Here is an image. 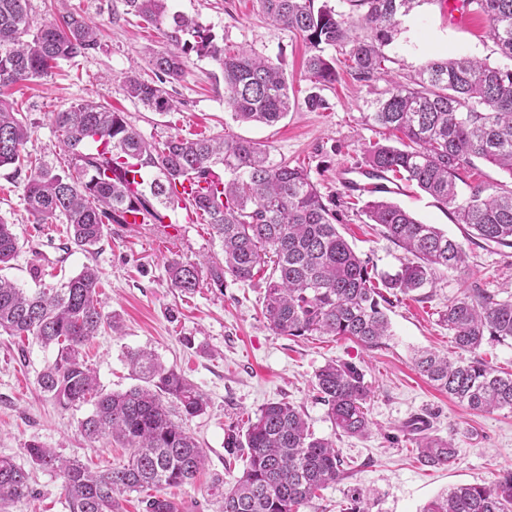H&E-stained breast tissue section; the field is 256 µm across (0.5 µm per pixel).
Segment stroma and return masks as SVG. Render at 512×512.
I'll return each instance as SVG.
<instances>
[{
	"label": "stroma",
	"mask_w": 512,
	"mask_h": 512,
	"mask_svg": "<svg viewBox=\"0 0 512 512\" xmlns=\"http://www.w3.org/2000/svg\"><path fill=\"white\" fill-rule=\"evenodd\" d=\"M69 5L96 23L101 46L77 63H61L47 77L12 87L15 108L34 131L26 145L31 159L58 166L64 155L52 115L82 99L124 113L150 141L171 135L252 139L266 146L273 162L303 167L335 210L339 232L385 270L396 266L400 250L350 205L340 175L344 167L360 166L365 145L383 138L381 129L366 124L365 114L373 111L388 81L402 80L429 55L473 56L500 67L512 63L487 38L485 17L474 14L457 24L440 0H430L404 20L386 46L391 59L387 80L359 82L343 72L335 84L323 87L305 70L303 40L270 24L256 0H169L171 11L210 26L226 50L283 57L299 105L273 125L235 122L224 109L222 70L210 58L193 55L183 79L169 88L179 103L177 111L158 114L123 91L127 73L154 80L150 60L163 48L158 31L125 13L119 0H70ZM315 94L325 105L312 110L305 99ZM23 186V173L11 165L0 167V216L15 224L22 244L11 268L0 274L23 288H57L84 264L95 265L103 283L104 311L120 324L119 334L103 332L85 348L103 389L123 391L135 385L125 354L144 349L182 373L205 397V411L189 420L187 428L203 448L206 465L192 483L165 492L184 512H219L218 487L232 483L243 470L239 463L225 467L224 435L245 426L248 417L272 402L296 406L316 436L334 442L344 463L343 479L322 490L303 512H345L357 489L366 493L370 512H421L444 490L487 484L512 469V412L470 411L435 388L413 364L421 349L460 358L441 319L448 301L475 287L501 290L512 275V248L466 243L462 272L441 277L427 299L403 297L388 313L391 336L381 347L367 349L331 336L276 334L262 315L264 287L258 282L228 278L223 287L206 286L193 294L173 288L166 273L172 257L198 258L220 250L209 224L193 212L169 211L165 231L151 224H111L92 253L70 252L64 224L31 222ZM390 198L423 223L463 241V229L416 185L399 182ZM53 357V350L35 340L0 335V456L26 464L24 450L34 440L95 470L125 459L126 449L112 439L91 442L81 434L80 423L91 405L63 410L41 392L37 377ZM332 359L355 363L365 373L370 430L363 436L339 434L312 389L316 372ZM419 416L426 417L431 434L453 438L458 450L454 467L419 461L412 428ZM59 485L54 474L33 470V493L15 503L12 512H67Z\"/></svg>",
	"instance_id": "stroma-1"
}]
</instances>
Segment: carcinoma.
<instances>
[{"mask_svg":"<svg viewBox=\"0 0 512 512\" xmlns=\"http://www.w3.org/2000/svg\"><path fill=\"white\" fill-rule=\"evenodd\" d=\"M162 35L164 49L151 65L157 80L127 75L128 98L160 114L176 108L165 87L181 81L190 53L211 58L224 73V105L232 119L272 125L296 107L283 60L256 53H227L212 29L187 15L170 12L167 0H120ZM348 14L315 0H258L275 25L299 35L308 47L306 71L321 85L336 83V60L328 49L349 47V68L360 82L386 73L384 47L398 32L400 17L431 0H346ZM469 11L489 22V36L512 60V0H465ZM358 13L352 19V13ZM98 47L92 20L78 11L31 28L28 0H0V166L26 168L23 199L36 224L61 220L69 244L88 252L107 225L123 223L137 209L148 224H162L165 211L183 206L203 217L218 238L222 257L171 259L173 287L193 294L203 285L224 287V278L264 284L263 315L282 336H334L377 348L390 336L386 310L401 296L433 287L440 275L465 266L462 244L401 205L380 197L364 202L367 219L402 250L398 266L379 272L338 231L335 214L304 168L275 164L265 145L221 136L163 142L145 139L124 113L82 100L53 116L67 159L60 170L35 165L25 153L32 126L15 112L6 89L48 76ZM373 127L397 134L398 145L371 143L363 149L364 169L405 180L451 209L454 223L475 244L512 248V188L493 192L463 174L484 160L512 176V68L476 59L432 57L406 82H391L366 114ZM155 172L130 189L123 168ZM224 168L216 178L214 168ZM206 182L209 193L178 191L184 181ZM21 250L14 224L0 216V267ZM100 274L82 270L59 288L31 292L0 277V333L31 336L53 347V362L38 385L63 410L83 404L92 412L81 432L96 440L110 436L129 449L128 459L94 471L33 442L25 455L35 468L55 474L68 512H121L120 496L144 490L143 512H180L162 491L192 482L205 453L184 427L201 414L203 394L177 371L143 349L126 353L140 381L123 392H105L83 349L101 329L119 328L103 312ZM456 348L472 354L452 361L420 350L414 363L448 397L479 412L512 411V374H501L475 356L485 339L512 340V295L499 298L475 288L448 300L442 315ZM316 388L339 433L363 436L369 430L370 391L362 369L331 361L316 373ZM419 458L430 466L457 462L450 439L423 435ZM228 455L245 461L242 474L224 489L220 512H301L317 492L341 479L343 461L332 441L310 431L303 414L287 402L269 403L246 430L224 437ZM32 493L30 473L0 456V512ZM422 512H512V470L488 485H459L438 494Z\"/></svg>","mask_w":512,"mask_h":512,"instance_id":"obj_1","label":"carcinoma"}]
</instances>
